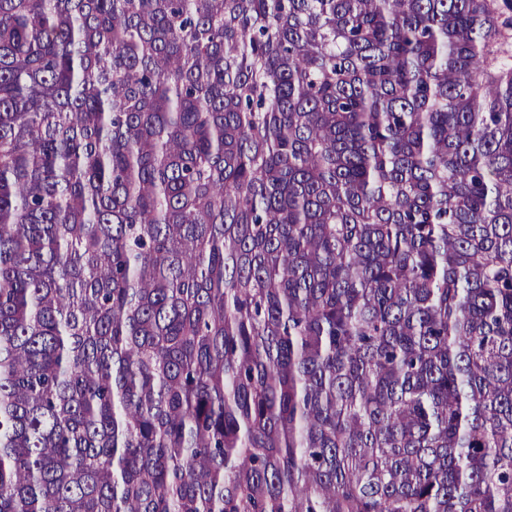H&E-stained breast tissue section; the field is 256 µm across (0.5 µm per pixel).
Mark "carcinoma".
<instances>
[{
  "label": "carcinoma",
  "mask_w": 512,
  "mask_h": 512,
  "mask_svg": "<svg viewBox=\"0 0 512 512\" xmlns=\"http://www.w3.org/2000/svg\"><path fill=\"white\" fill-rule=\"evenodd\" d=\"M495 38L0 0V512H512Z\"/></svg>",
  "instance_id": "1"
}]
</instances>
